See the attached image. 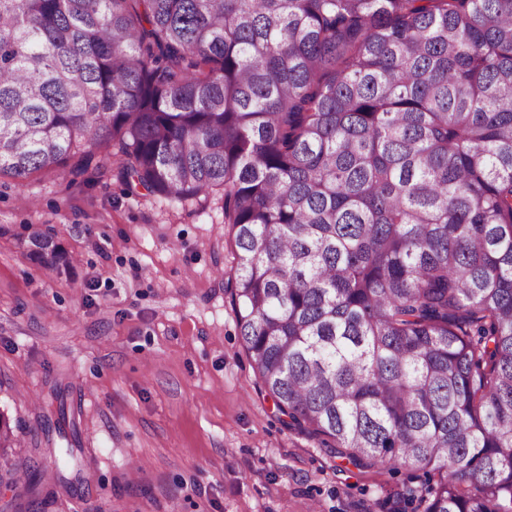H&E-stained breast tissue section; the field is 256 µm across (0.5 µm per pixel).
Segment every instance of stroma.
Segmentation results:
<instances>
[{
    "mask_svg": "<svg viewBox=\"0 0 512 512\" xmlns=\"http://www.w3.org/2000/svg\"><path fill=\"white\" fill-rule=\"evenodd\" d=\"M94 183L0 178V412L24 456L74 440L82 479L48 512H383L414 466L360 471L283 423L244 348L220 271L222 201ZM74 258H26V225Z\"/></svg>",
    "mask_w": 512,
    "mask_h": 512,
    "instance_id": "obj_1",
    "label": "stroma"
}]
</instances>
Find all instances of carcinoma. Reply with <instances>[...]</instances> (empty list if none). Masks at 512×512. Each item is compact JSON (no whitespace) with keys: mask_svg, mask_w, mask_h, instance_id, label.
Masks as SVG:
<instances>
[{"mask_svg":"<svg viewBox=\"0 0 512 512\" xmlns=\"http://www.w3.org/2000/svg\"><path fill=\"white\" fill-rule=\"evenodd\" d=\"M222 193L290 424L414 512H512V0H0V176ZM26 256L72 268L45 234ZM0 413V485L37 470Z\"/></svg>","mask_w":512,"mask_h":512,"instance_id":"cac0c4a2","label":"carcinoma"}]
</instances>
